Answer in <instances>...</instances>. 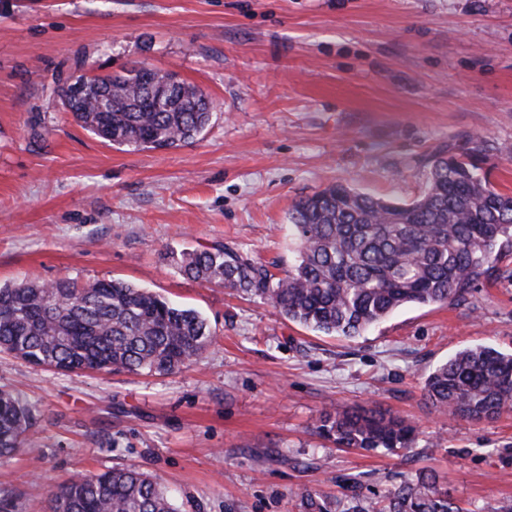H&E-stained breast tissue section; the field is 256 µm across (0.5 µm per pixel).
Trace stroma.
I'll return each mask as SVG.
<instances>
[{
  "label": "stroma",
  "mask_w": 512,
  "mask_h": 512,
  "mask_svg": "<svg viewBox=\"0 0 512 512\" xmlns=\"http://www.w3.org/2000/svg\"><path fill=\"white\" fill-rule=\"evenodd\" d=\"M146 63L214 102L196 141L112 146L53 89ZM452 153L512 195V0H0V283L122 279L205 317L215 342L169 375L64 373L0 353L36 423L0 461V512H47L82 473L147 471L179 512H295L307 489L380 500L431 474L469 512L512 500V411L435 413L457 350L512 352V255L464 299L407 305L347 339L181 275L226 243L285 270L288 214L332 183L409 203ZM330 407L415 421L413 447L339 448Z\"/></svg>",
  "instance_id": "35a3bbf8"
}]
</instances>
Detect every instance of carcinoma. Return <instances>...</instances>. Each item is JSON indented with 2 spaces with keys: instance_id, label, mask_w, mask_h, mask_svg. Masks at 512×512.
Segmentation results:
<instances>
[{
  "instance_id": "carcinoma-1",
  "label": "carcinoma",
  "mask_w": 512,
  "mask_h": 512,
  "mask_svg": "<svg viewBox=\"0 0 512 512\" xmlns=\"http://www.w3.org/2000/svg\"><path fill=\"white\" fill-rule=\"evenodd\" d=\"M136 67L90 79L81 100L56 92L74 120L117 146L171 149L209 125L211 103L170 73L156 78L147 101ZM295 263L281 277L226 244L171 254L179 271L201 283L269 300L288 320L345 338L363 335L406 305L454 303L491 276L512 247V195L491 187L477 167L454 154L432 160L424 194L397 203L340 183L299 201L288 217ZM207 320L192 309L120 279L80 285H0V351L62 372L171 374L212 343ZM432 408L467 421L512 410V354L484 345L457 351L426 378ZM33 411L0 389V458L20 451ZM317 433L340 448H410L418 429L403 417L365 409L325 410ZM345 500L304 490L297 512H467L432 476L404 481L386 504L347 484ZM52 512H178L157 477L114 468L75 478L51 493Z\"/></svg>"
}]
</instances>
